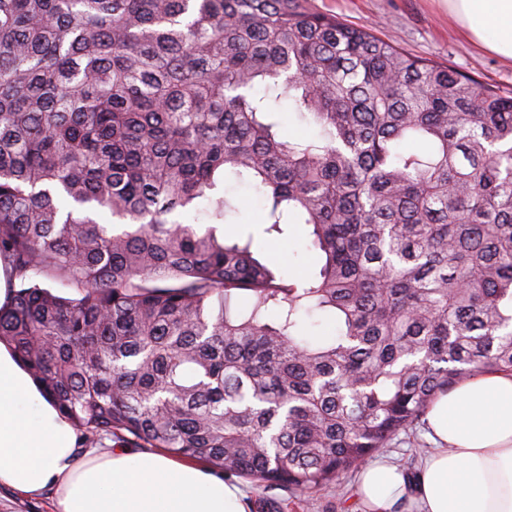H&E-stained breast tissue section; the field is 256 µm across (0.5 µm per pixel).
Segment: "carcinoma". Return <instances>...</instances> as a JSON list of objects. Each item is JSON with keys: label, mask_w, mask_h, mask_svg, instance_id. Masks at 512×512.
Returning <instances> with one entry per match:
<instances>
[{"label": "carcinoma", "mask_w": 512, "mask_h": 512, "mask_svg": "<svg viewBox=\"0 0 512 512\" xmlns=\"http://www.w3.org/2000/svg\"><path fill=\"white\" fill-rule=\"evenodd\" d=\"M227 172L318 273L224 239ZM0 258V343L82 446L343 492L440 393L512 373V92L305 0H0ZM298 321L301 334L309 339L328 337L335 333L334 322L327 320L323 315L301 311Z\"/></svg>", "instance_id": "obj_1"}]
</instances>
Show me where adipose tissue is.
Returning a JSON list of instances; mask_svg holds the SVG:
<instances>
[{
	"mask_svg": "<svg viewBox=\"0 0 512 512\" xmlns=\"http://www.w3.org/2000/svg\"><path fill=\"white\" fill-rule=\"evenodd\" d=\"M484 47L512 60V0H448ZM434 443L416 479L387 460L365 466L363 512L399 498L417 512H512V375L484 373L442 393L427 414ZM71 424L0 345V487L52 489L55 512H245L244 494L208 470L128 448L76 457Z\"/></svg>",
	"mask_w": 512,
	"mask_h": 512,
	"instance_id": "ef3b65f1",
	"label": "adipose tissue"
}]
</instances>
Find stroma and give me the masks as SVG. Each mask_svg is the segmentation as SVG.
Masks as SVG:
<instances>
[{"label":"stroma","mask_w":512,"mask_h":512,"mask_svg":"<svg viewBox=\"0 0 512 512\" xmlns=\"http://www.w3.org/2000/svg\"><path fill=\"white\" fill-rule=\"evenodd\" d=\"M311 9L330 13L356 26L373 28L400 47L504 91H512V64L483 49L469 38L448 13V0H308ZM229 195L240 203L239 213L226 216L225 238L250 234L258 257L276 264L286 277L317 272L319 259L311 245L309 229L291 224L284 235L264 233L263 206L255 188L227 180ZM249 512H358L354 500L326 488L302 499L282 489L265 491L245 484Z\"/></svg>","instance_id":"stroma-1"}]
</instances>
